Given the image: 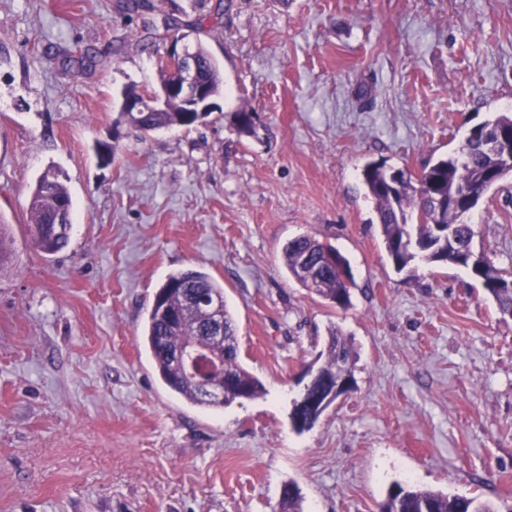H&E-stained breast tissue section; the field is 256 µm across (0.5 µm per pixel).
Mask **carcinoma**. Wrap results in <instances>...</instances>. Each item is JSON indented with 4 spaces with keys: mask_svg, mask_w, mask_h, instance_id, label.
<instances>
[{
    "mask_svg": "<svg viewBox=\"0 0 512 512\" xmlns=\"http://www.w3.org/2000/svg\"><path fill=\"white\" fill-rule=\"evenodd\" d=\"M149 0H126L124 9L143 17V40L155 42L159 30L180 31L181 26L170 24L165 16L162 22L145 18L152 11ZM193 50L202 61V77L210 87L219 91L224 78L220 67L208 50L198 41ZM251 110L242 107L232 115L237 131L247 136L255 135V126L248 121ZM129 125L142 134L161 129L190 128L195 119L175 101L165 108L148 112H125ZM503 168L496 159L488 140L467 138L453 153L439 157L420 175L386 167L385 162L371 161L364 165L360 176L366 196L374 204L378 224L381 227L386 251L398 270L413 261L418 252L409 249L405 242L415 238L419 243L433 245V228L441 224L454 229L457 243H448V250L424 253L429 262L459 264L455 245L466 246L473 241L472 225L463 220L457 210L455 196L468 190L474 197L473 205L492 188L485 178L490 169ZM438 185L447 202L436 209L428 197L430 184ZM72 200L67 186L58 174L47 170L37 180L28 203L30 246L44 255H54L64 250L70 235L57 232L54 226L65 223L63 213L71 210ZM336 248L312 236L294 238L283 248V266L288 275L309 292L345 308L350 305V287L353 278L346 259H341L345 272L324 266L312 273L316 262ZM13 257L12 238L5 224H0V268ZM489 295L496 302L499 312L512 317V276L495 269L485 259L472 267ZM219 319L225 327L224 342H217L203 333V326ZM144 344L148 348L155 368L163 383L188 403L209 407L201 400L198 386L183 375V370L173 359V352L182 346L195 345L197 350L220 351L227 360V374L234 383L246 390V399L252 400L265 394L262 382L248 372L239 361V342L234 315L224 300V287L208 274L194 269L181 270L168 275L156 292L148 314L144 332ZM355 350L350 339L338 329L329 332L326 357L320 371L326 379L336 380V367L341 374L352 379ZM279 512H302L297 486L289 482L282 487ZM379 512H495L493 506L476 497L448 496L429 489H408L397 485L391 489L379 505Z\"/></svg>",
    "mask_w": 512,
    "mask_h": 512,
    "instance_id": "cac0c4a2",
    "label": "carcinoma"
}]
</instances>
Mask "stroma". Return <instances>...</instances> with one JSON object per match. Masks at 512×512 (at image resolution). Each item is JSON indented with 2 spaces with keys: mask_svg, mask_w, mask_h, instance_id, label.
Here are the masks:
<instances>
[{
  "mask_svg": "<svg viewBox=\"0 0 512 512\" xmlns=\"http://www.w3.org/2000/svg\"><path fill=\"white\" fill-rule=\"evenodd\" d=\"M118 3L0 0V512H278L288 482L304 512H378L397 483L512 512V318L469 269L396 270L360 179L371 160L420 173L512 112V0H156L203 19L224 86L205 123L144 139L119 98L159 89L166 43L141 46ZM49 169L73 227L44 257L27 206ZM469 221L512 273V178ZM303 235L349 261V306L286 274ZM188 268L223 285L263 397L214 411L159 378L141 334ZM334 326L353 389L295 432Z\"/></svg>",
  "mask_w": 512,
  "mask_h": 512,
  "instance_id": "stroma-1",
  "label": "stroma"
}]
</instances>
